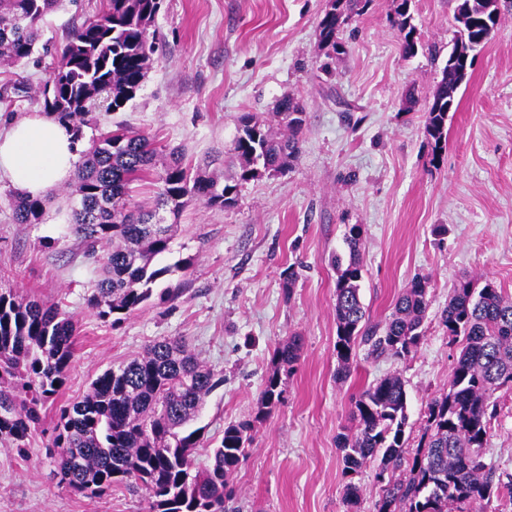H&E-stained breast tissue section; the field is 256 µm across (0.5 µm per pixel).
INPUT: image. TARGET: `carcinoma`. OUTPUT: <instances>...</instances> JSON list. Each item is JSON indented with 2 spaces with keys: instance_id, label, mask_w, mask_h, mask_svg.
<instances>
[{
  "instance_id": "cac0c4a2",
  "label": "carcinoma",
  "mask_w": 512,
  "mask_h": 512,
  "mask_svg": "<svg viewBox=\"0 0 512 512\" xmlns=\"http://www.w3.org/2000/svg\"><path fill=\"white\" fill-rule=\"evenodd\" d=\"M369 0H327L319 20V42L336 52L347 19ZM59 0H0V64L20 65L35 52L42 24ZM162 0H104L98 16L76 27L60 49L61 64L39 87L43 112L72 125L74 139L95 112H114L132 100L155 52L150 27ZM411 0H395L392 25L401 36V52H418ZM454 42L483 47L498 24L496 0H460ZM474 60L448 57L426 112L424 133L432 155L446 145L448 113L454 94ZM273 120L245 113L233 157L239 178L287 169L299 156L305 112L293 97L276 104ZM158 152L140 133L119 128L102 132L82 152L78 184L70 194L73 234L84 257L100 267L102 278L87 299L104 321L116 325L153 296L173 300L182 288L159 287L165 277L185 269L186 260L163 265L174 227L192 203L227 207L237 201V185L195 172L177 153L158 178L155 206L132 203V184L152 175ZM45 200L16 196L14 220L40 224ZM348 258L334 256L337 271L336 375L350 374L356 343L368 356L405 357L424 336L429 308L428 278L418 276L397 297L384 326H370L361 301L362 228L353 224L344 237ZM448 341L462 348L448 375V392L427 405L426 420L413 456L405 451L407 395L397 375L364 389L354 401L355 427L338 436L345 475L377 463L382 484L376 512H478L482 502L507 494L512 474L485 459L490 421L496 415L493 393L512 386V297L489 279L481 288L465 279L452 290L441 312ZM75 320L49 304L11 290L0 291V443L28 459L32 434L44 425L45 412L63 396L74 354ZM300 339L290 336L272 353V372L255 416L260 419L280 401V369L291 368ZM213 369L178 340L157 341L125 364L104 371L78 401L59 406L50 429L46 456L58 484L84 496L124 489L141 490L149 512H224L228 477L247 453L253 422L224 428V435L196 466L201 429L191 427L216 386ZM363 488L345 485L346 512H353Z\"/></svg>"
}]
</instances>
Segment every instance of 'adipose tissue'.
Masks as SVG:
<instances>
[{
    "label": "adipose tissue",
    "instance_id": "1",
    "mask_svg": "<svg viewBox=\"0 0 512 512\" xmlns=\"http://www.w3.org/2000/svg\"><path fill=\"white\" fill-rule=\"evenodd\" d=\"M78 162L70 125L35 114L0 134V179L39 197L66 182Z\"/></svg>",
    "mask_w": 512,
    "mask_h": 512
}]
</instances>
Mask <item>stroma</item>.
Segmentation results:
<instances>
[{"mask_svg":"<svg viewBox=\"0 0 512 512\" xmlns=\"http://www.w3.org/2000/svg\"><path fill=\"white\" fill-rule=\"evenodd\" d=\"M457 5L412 0L421 47L406 58L390 22L392 0H370L342 33V53L329 58L317 32L325 0H164L150 29L156 52L135 98L96 113L84 140L122 125L230 181L238 180L230 149L241 114L271 116L288 95L302 105L305 125L288 171L238 181L232 206L185 209L162 258L189 260L187 271L168 278L183 293L152 299L119 325L90 309L97 275L69 224L50 222L66 209L75 180L48 192L43 224L14 223V190L0 181V289L60 303L79 326L65 399L82 397L97 376L154 341L177 338L219 378L196 421L198 465L227 425L253 421L247 455L228 479L226 512H345L349 481L363 488L358 512H375V463L346 477L337 446L353 425L355 397L400 375L405 432L416 447L426 404L447 391L459 352L440 320L452 289L464 277H487L512 294V0H498L499 24L455 95L440 156L424 137ZM100 7L101 0H61L33 58L0 66V95L21 79L34 87L51 80L73 24ZM411 95L419 104L410 112ZM352 224L363 232L361 297L370 324L384 325L419 275L429 279L430 305L416 350L371 358L356 346L341 380L332 260ZM291 336L301 339L300 358L281 373V402L258 416L272 352ZM494 398L485 457L512 473V388ZM47 442L34 432L25 461L0 445V512H148L139 491L90 498L58 486Z\"/></svg>","mask_w":512,"mask_h":512,"instance_id":"obj_1","label":"stroma"}]
</instances>
